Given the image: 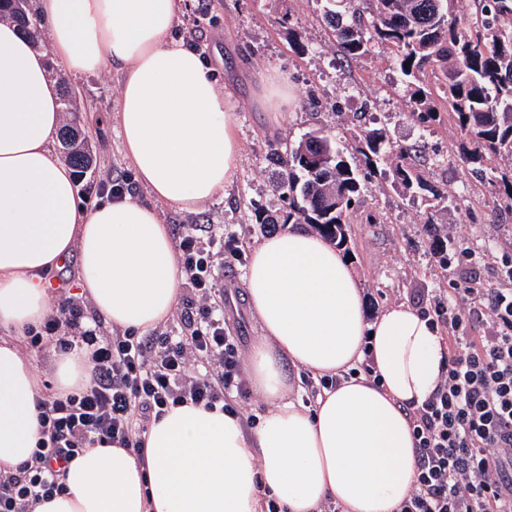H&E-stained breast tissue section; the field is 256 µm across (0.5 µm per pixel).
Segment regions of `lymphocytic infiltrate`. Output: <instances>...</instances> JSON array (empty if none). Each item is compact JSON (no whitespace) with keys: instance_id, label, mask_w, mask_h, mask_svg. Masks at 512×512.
<instances>
[{"instance_id":"obj_1","label":"lymphocytic infiltrate","mask_w":512,"mask_h":512,"mask_svg":"<svg viewBox=\"0 0 512 512\" xmlns=\"http://www.w3.org/2000/svg\"><path fill=\"white\" fill-rule=\"evenodd\" d=\"M245 261L237 236L206 239L182 227L178 263L188 294L178 336L99 338L82 326L83 301L57 295L26 343L42 358L86 346L90 381L63 397L37 398L40 437L29 460L0 475V512H34L39 501L64 493L65 465L95 444L140 453L141 433L170 407L245 409L252 390L242 343L226 330L215 275ZM419 311L444 331L448 364L411 415L417 470L396 512H512V288H451Z\"/></svg>"}]
</instances>
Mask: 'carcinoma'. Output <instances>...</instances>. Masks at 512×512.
Masks as SVG:
<instances>
[{
	"label": "carcinoma",
	"instance_id": "1",
	"mask_svg": "<svg viewBox=\"0 0 512 512\" xmlns=\"http://www.w3.org/2000/svg\"><path fill=\"white\" fill-rule=\"evenodd\" d=\"M324 20L336 51L346 60L375 48L395 59L409 94L410 117L426 127L441 117L440 105L467 143L465 156L483 167L512 160V0H474L475 11H448L451 0H324ZM17 23L33 43L43 23L30 0H0V19ZM64 113L78 111L76 94L60 81ZM59 142L64 160L83 175L95 165L78 120L64 123ZM363 165L350 161L328 131L313 129L294 145L270 146L278 171L279 207L253 208L257 224H307L336 247L349 250L351 217L377 168L393 156L392 183L410 200L429 203L424 224L439 220L432 202L448 190L424 175L430 156L419 146L395 147L378 129L354 135Z\"/></svg>",
	"mask_w": 512,
	"mask_h": 512
}]
</instances>
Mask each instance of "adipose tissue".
Wrapping results in <instances>:
<instances>
[{
	"instance_id": "ef3b65f1",
	"label": "adipose tissue",
	"mask_w": 512,
	"mask_h": 512,
	"mask_svg": "<svg viewBox=\"0 0 512 512\" xmlns=\"http://www.w3.org/2000/svg\"><path fill=\"white\" fill-rule=\"evenodd\" d=\"M186 0H37L70 76L116 70L114 119L134 178L150 197L78 205L54 144L62 124L46 60L0 22V473L30 459L40 381L18 342L54 296L47 273L77 258V286L112 327L145 334L179 299L167 205L194 212L237 179L241 144L200 53L176 35ZM248 302L261 334L245 371L265 409L246 425L222 406L187 403L150 421L142 455L97 444L67 467L64 494L35 512H395L413 487L410 413L435 391L448 348L411 305L368 317L360 281L318 234L288 229L249 250ZM370 363L375 376H351ZM337 383L303 404L288 367ZM85 347L55 356L53 392L84 387Z\"/></svg>"
}]
</instances>
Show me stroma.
<instances>
[{"label": "stroma", "mask_w": 512, "mask_h": 512, "mask_svg": "<svg viewBox=\"0 0 512 512\" xmlns=\"http://www.w3.org/2000/svg\"><path fill=\"white\" fill-rule=\"evenodd\" d=\"M177 34L211 63L217 84L234 100L241 142L240 173L224 197L193 213L163 209L171 231L195 224L202 236L232 233L242 246L267 234L255 224V206H270L276 170L269 162L271 144L291 145L307 131L323 127L345 137L347 117L366 129L384 131L389 142L425 144L438 163L430 172L446 187L448 235L457 248L473 251L470 261L442 266L424 230L425 207L410 202L391 179L375 177L350 226L348 259L364 292L369 314L399 302L427 301L444 288L471 282L508 288L505 261L512 257V207L502 192L512 172L497 170L495 178L478 173L466 162L454 122L441 119L419 126L407 115L408 94L389 53L375 49L348 64L340 63L333 37L323 21V0H188ZM302 36L301 44L288 39ZM264 75L286 78L294 95L277 112L258 108ZM81 109L96 159L88 179H113L131 174L112 119L120 90L116 72H95L69 78ZM245 266L216 273L218 286L228 291L224 314L232 335L251 346L259 334L246 299Z\"/></svg>", "instance_id": "35a3bbf8"}]
</instances>
